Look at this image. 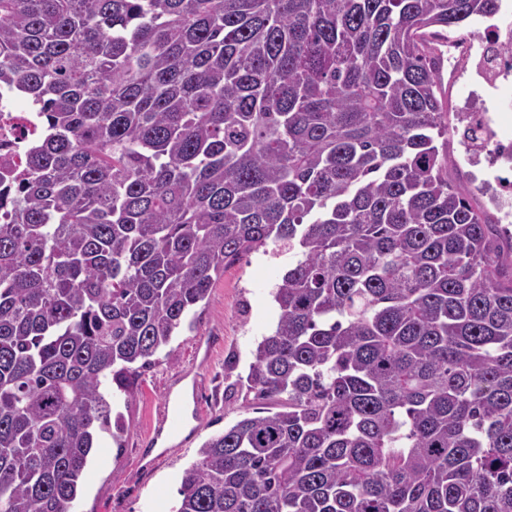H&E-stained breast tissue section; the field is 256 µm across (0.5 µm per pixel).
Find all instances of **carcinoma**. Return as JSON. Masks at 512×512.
I'll return each instance as SVG.
<instances>
[{
    "instance_id": "cac0c4a2",
    "label": "carcinoma",
    "mask_w": 512,
    "mask_h": 512,
    "mask_svg": "<svg viewBox=\"0 0 512 512\" xmlns=\"http://www.w3.org/2000/svg\"><path fill=\"white\" fill-rule=\"evenodd\" d=\"M500 7L0 0V90L44 114L0 222V512H71L112 388L270 242L301 258L258 411L171 512H512V231L448 179L430 41Z\"/></svg>"
}]
</instances>
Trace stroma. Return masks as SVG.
I'll return each mask as SVG.
<instances>
[{
    "label": "stroma",
    "mask_w": 512,
    "mask_h": 512,
    "mask_svg": "<svg viewBox=\"0 0 512 512\" xmlns=\"http://www.w3.org/2000/svg\"><path fill=\"white\" fill-rule=\"evenodd\" d=\"M448 90V177L470 191L489 223H498L499 213L483 189L488 174L470 164L460 143L465 105L475 90L470 70L456 65ZM296 260L295 252L270 244L225 267L174 336L171 358L144 369L130 396L114 398L126 433L118 444L99 437L76 512H169L181 475L197 460L202 444L251 415L253 401L235 382L247 374L257 344L272 333L279 316L272 292ZM168 403L200 411L188 419L183 439L158 431Z\"/></svg>",
    "instance_id": "obj_1"
}]
</instances>
